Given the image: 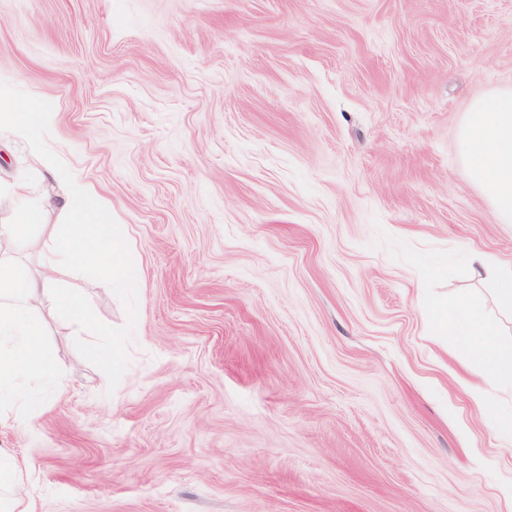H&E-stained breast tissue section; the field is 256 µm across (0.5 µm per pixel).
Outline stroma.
I'll return each instance as SVG.
<instances>
[{
    "instance_id": "stroma-1",
    "label": "stroma",
    "mask_w": 512,
    "mask_h": 512,
    "mask_svg": "<svg viewBox=\"0 0 512 512\" xmlns=\"http://www.w3.org/2000/svg\"><path fill=\"white\" fill-rule=\"evenodd\" d=\"M0 81L51 103L138 273L113 391L36 304L61 387L0 448L37 512H512V390L437 326L492 302L470 253L512 266L457 144L512 84V0H0ZM19 179L44 209L0 257L40 278L57 180L0 132Z\"/></svg>"
}]
</instances>
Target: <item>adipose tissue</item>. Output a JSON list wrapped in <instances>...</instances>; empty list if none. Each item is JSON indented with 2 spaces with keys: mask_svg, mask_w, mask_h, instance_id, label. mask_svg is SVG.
Instances as JSON below:
<instances>
[{
  "mask_svg": "<svg viewBox=\"0 0 512 512\" xmlns=\"http://www.w3.org/2000/svg\"><path fill=\"white\" fill-rule=\"evenodd\" d=\"M459 154L496 221L511 224L512 87L482 95L471 103L459 134ZM5 199L15 221L0 225V237L21 238L28 224L38 220L42 202L27 181L15 184ZM447 313L443 328L489 371L496 385L512 389V340L503 339L484 307L457 299L449 303Z\"/></svg>",
  "mask_w": 512,
  "mask_h": 512,
  "instance_id": "ef3b65f1",
  "label": "adipose tissue"
}]
</instances>
